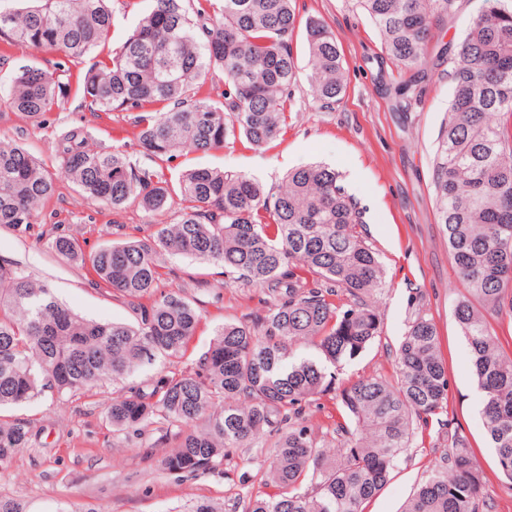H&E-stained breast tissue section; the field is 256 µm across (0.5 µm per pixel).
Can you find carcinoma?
<instances>
[{"mask_svg":"<svg viewBox=\"0 0 512 512\" xmlns=\"http://www.w3.org/2000/svg\"><path fill=\"white\" fill-rule=\"evenodd\" d=\"M112 0H0V39L81 58L104 43ZM186 0H152L108 60L80 84L93 111L131 113L142 152L169 162L240 140L255 148L287 125L296 57L305 34L313 93L330 104L346 71L328 26L296 12L295 0H222L220 12L191 22ZM378 29L385 57L424 78L429 43L457 0H358ZM224 75V104L200 96L207 75ZM452 95L434 158L438 221L448 240L460 296L453 315L471 350L481 415L500 474L512 482V352L493 323L512 321V0H483L448 70ZM10 105L41 124L69 89L67 70L38 64L10 78ZM160 104L159 111L146 107ZM65 174L83 194L114 210L133 201L155 213L185 203L177 222L152 234L85 252L76 237L49 247L86 266L139 310L134 323L85 319L51 287L0 266V409L45 389L74 393L119 384L159 359L181 363L202 321L184 290L156 296L165 259L182 255L224 267L265 295L266 315L218 327L190 371L161 373L112 397L118 431L157 423L173 436L163 470L213 473L224 458L276 437L265 482L276 492L247 497L233 512H363L413 447L415 426L447 406L448 367L436 324L418 314L395 350L397 380L363 377L337 401L340 436L325 447L305 409L332 389L334 367L380 337L386 288L376 252L354 231L363 211L326 165L300 166L270 193L244 173L195 167L173 183L161 170H136L118 150L97 149L77 130L59 141ZM55 174L22 146L0 141V227L23 236ZM312 344L324 362L295 358ZM31 423L0 415V472L29 446ZM470 443L451 435L404 512H494Z\"/></svg>","mask_w":512,"mask_h":512,"instance_id":"1","label":"carcinoma"}]
</instances>
